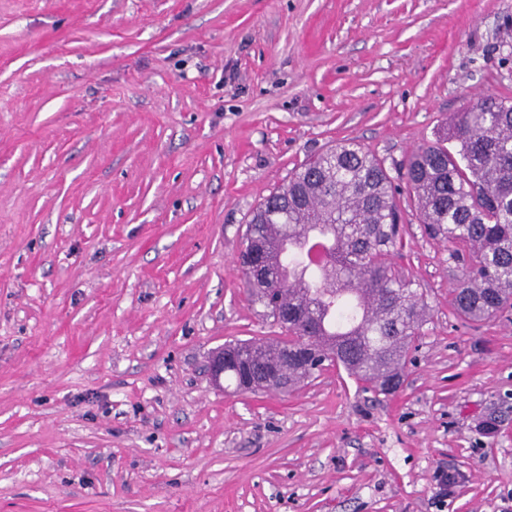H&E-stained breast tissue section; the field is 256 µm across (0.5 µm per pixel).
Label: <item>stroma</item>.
<instances>
[{
    "label": "stroma",
    "mask_w": 512,
    "mask_h": 512,
    "mask_svg": "<svg viewBox=\"0 0 512 512\" xmlns=\"http://www.w3.org/2000/svg\"><path fill=\"white\" fill-rule=\"evenodd\" d=\"M500 96L512 0H0V512H512V309L451 313L408 192L396 393L209 369L282 333L238 255L297 165L352 139L400 178Z\"/></svg>",
    "instance_id": "obj_1"
}]
</instances>
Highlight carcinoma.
Segmentation results:
<instances>
[{
    "label": "carcinoma",
    "instance_id": "cac0c4a2",
    "mask_svg": "<svg viewBox=\"0 0 512 512\" xmlns=\"http://www.w3.org/2000/svg\"><path fill=\"white\" fill-rule=\"evenodd\" d=\"M404 169L420 223L454 245L464 268L456 316L482 322L512 308V102L472 103ZM397 194L384 162L349 141L309 158L253 212L241 250L260 251L258 265L241 262L248 298L273 318L287 311L304 337L288 357V387L335 365L383 394L397 390L424 322L415 281L391 270L402 240ZM284 345L283 336L228 343L237 357L224 375L240 391L253 355L280 368Z\"/></svg>",
    "mask_w": 512,
    "mask_h": 512
}]
</instances>
